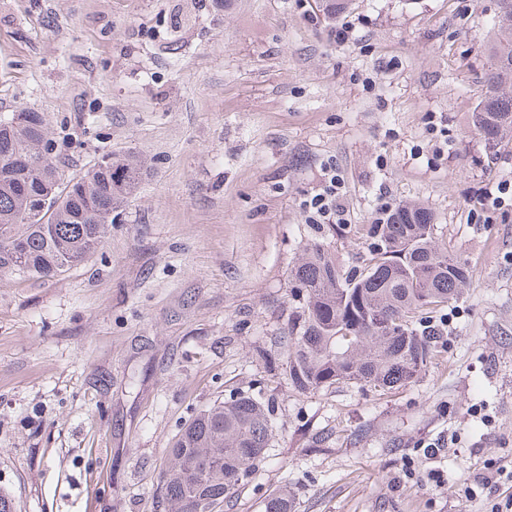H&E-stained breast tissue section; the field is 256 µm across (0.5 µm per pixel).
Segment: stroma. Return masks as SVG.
<instances>
[{
    "instance_id": "35a3bbf8",
    "label": "stroma",
    "mask_w": 512,
    "mask_h": 512,
    "mask_svg": "<svg viewBox=\"0 0 512 512\" xmlns=\"http://www.w3.org/2000/svg\"><path fill=\"white\" fill-rule=\"evenodd\" d=\"M496 0H0V117L42 113L68 174L134 152L112 232L53 277L0 275V486L17 512H164L182 425L238 392L276 408L272 446L225 512H493L512 477V143L470 127ZM355 36L336 40L341 26ZM447 128L438 150L435 128ZM333 162L364 266L380 192L424 203L470 285L432 316L436 354L380 393L289 390L255 361L294 305L301 202ZM440 452L428 458V443ZM441 483L427 481L429 471ZM510 192V200L512 201V183L511 181H499L494 187H489L484 191V198L486 201L485 212L490 210L503 209L506 204V196Z\"/></svg>"
}]
</instances>
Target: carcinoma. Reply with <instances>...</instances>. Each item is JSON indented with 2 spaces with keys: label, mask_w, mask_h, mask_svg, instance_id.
<instances>
[{
  "label": "carcinoma",
  "mask_w": 512,
  "mask_h": 512,
  "mask_svg": "<svg viewBox=\"0 0 512 512\" xmlns=\"http://www.w3.org/2000/svg\"><path fill=\"white\" fill-rule=\"evenodd\" d=\"M481 99L471 121L485 145L512 142V0H498ZM39 112L0 119V274L51 277L85 258L112 229V212L145 174L133 153L104 156L79 178H64ZM432 214L401 205L387 223L366 230L368 262L344 274L336 231L318 234L289 272L295 306L278 345L256 359L283 371L288 388L315 394L336 384L392 390L413 382L434 357L424 315L457 302L469 266L434 236ZM275 408L261 394H236L193 416L180 429L162 474L166 512H224L266 458ZM265 512H291L288 491Z\"/></svg>",
  "instance_id": "obj_1"
}]
</instances>
